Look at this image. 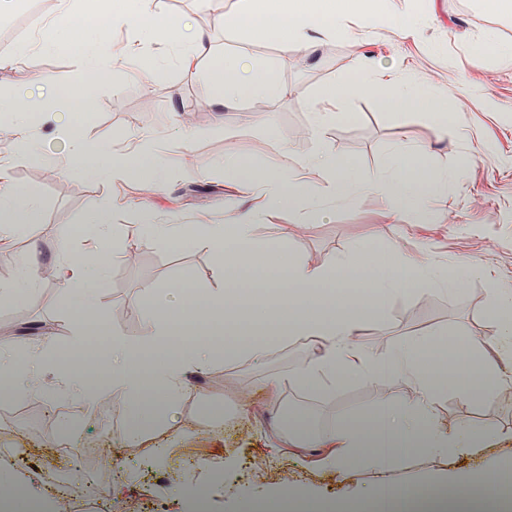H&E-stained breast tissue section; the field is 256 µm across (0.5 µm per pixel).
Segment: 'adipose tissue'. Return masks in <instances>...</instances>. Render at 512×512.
I'll use <instances>...</instances> for the list:
<instances>
[{"label":"adipose tissue","mask_w":512,"mask_h":512,"mask_svg":"<svg viewBox=\"0 0 512 512\" xmlns=\"http://www.w3.org/2000/svg\"><path fill=\"white\" fill-rule=\"evenodd\" d=\"M386 10L387 0H352L345 14L305 12L291 0H284L281 10L266 14L257 11L255 0H235L224 25L245 31L255 40L273 35L284 44L297 46L311 32L336 38L364 33ZM84 27L80 54L83 78L71 89L76 97L85 95L103 75L114 73L124 60L140 58L144 41L189 43V50L181 57L186 67L194 66L208 50L206 32L189 34L181 20L157 17L152 0H130L126 11L110 14L107 28L90 21ZM124 27L137 28L140 36L129 42L124 58L117 59L107 52L106 31ZM213 89L222 102L283 92L267 70L242 54L225 55L217 63ZM358 94L374 96L394 114H425L440 134L448 132V99L432 80L408 66L383 70L363 66L321 87L311 98V130L317 146L300 161L297 172H289L283 161L255 169L239 156H225L224 174L240 194L227 211L226 223L195 227L160 224L145 204L130 205L126 222L140 225L144 234L164 244H203L217 258L215 287L199 289L184 281L166 287L146 285L136 340L108 335L91 317L94 292L103 284L107 266L84 265L78 254L63 249L59 272L65 292L85 310L84 316L75 320L72 332L80 342L90 336H109L112 359L104 371L113 396L125 402L134 417L127 430L131 444L145 442L150 431L164 429L176 415L190 369H204L221 356L258 361L289 340L305 337L322 345L312 363L293 377L308 394L324 396L338 380L352 376L369 380L396 376L414 385L416 397L410 402L391 397L373 410L340 416L328 431H278L270 438V453L288 448L320 449L318 462L323 468L340 474L350 469H374L379 498L395 493L406 499L408 489L388 480L398 458L423 454L438 462L452 452L467 454L482 448L486 434L465 421L453 429H442L434 418V405L440 395L451 391L477 399L512 385V375L500 367L492 344L467 340L464 354L442 363L434 360L437 343L428 336L406 337L383 359L371 358L357 342L365 325H383L386 300L411 293L420 282L434 285L442 281L451 288H463L471 278L482 275L480 266H450L438 277L398 247L359 245L346 255L312 267L286 250L287 228L274 226L265 239L253 233L257 215L270 200L288 208L320 200L349 207L362 196L375 195L386 204L384 217L412 213L422 219L449 182L465 177L469 169L465 163L449 172H424L425 147L405 139L392 145L379 171L368 176L356 173L353 165L336 157L324 140L332 128L350 119L340 108L342 100ZM6 110L14 118L13 154L25 156L33 149L30 128L37 107L24 92L11 99ZM147 152L154 162L146 179L156 191L166 179L167 166L162 146L148 137L130 143L121 152L105 144L70 139L59 169L97 181L112 180L125 176ZM39 212L40 198L35 189L20 192L1 182L0 243L34 223ZM276 245L281 251L273 264L269 257ZM160 307L168 310V317L157 315ZM44 355L42 347L29 348L27 364L21 367L11 351L0 347V375L10 379L15 394L25 393L31 378L40 376Z\"/></svg>","instance_id":"obj_1"}]
</instances>
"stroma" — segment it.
I'll return each mask as SVG.
<instances>
[{
    "mask_svg": "<svg viewBox=\"0 0 512 512\" xmlns=\"http://www.w3.org/2000/svg\"><path fill=\"white\" fill-rule=\"evenodd\" d=\"M233 3L156 0L157 13L208 31L210 56L187 68L179 61L178 47L147 41L140 62L117 69L80 99L63 93L47 96L35 80L36 75L47 74L62 85L76 83L81 66L70 53L46 49L0 68L1 101L27 90L40 107L33 129L35 148L26 158L13 156L12 117L0 112V173L17 188H36L41 197L38 220L0 244V287L17 281L27 259L54 265L62 259L63 244L76 251L94 245V234L84 224L101 207L144 200L163 224L223 223L235 195L221 166L225 156L237 155L251 167H265L279 160V139L284 136L291 148L288 162L296 164L316 148L309 132L308 101L320 87L360 64L406 62L446 86L448 118L465 128L467 139L439 143L429 118L391 115L375 99L362 96L344 102L352 119L332 128L327 144L365 175L378 171L393 143L404 136L427 147L428 170L449 171L472 159L468 177L449 183L445 200L431 211L428 223L384 219L383 201L366 195L325 220L307 208L273 205L262 212L253 230L263 239L271 225H288L289 250L313 266L358 242L380 247L395 241L419 262L439 266L475 261L484 267V275L471 279L461 291L416 290L390 299L384 326L366 325L359 337L370 357L391 354L403 337L411 335L435 337L460 330L472 338H491L488 293L493 288L512 291V66L501 64L481 39L492 30L502 41L512 42V13H488L478 0H392L395 9L419 15L415 38L392 39L387 22L381 21L358 40L324 36L309 50L287 48L273 38L252 40L224 28L215 17L230 13ZM49 20L72 40L84 35L80 23L63 15L61 0H19L13 10L0 15V45L37 40ZM227 53L245 54L268 68L284 94L215 102L209 89L210 59ZM64 122L86 142L104 140L118 150L127 137L152 135L166 153L164 187L147 199L135 174L108 182L62 174L58 161L66 144L60 130ZM178 127L190 131L189 145L173 139ZM187 155L193 156V164L184 163ZM120 249L137 253L139 259L132 265L112 266L94 302L109 329L128 339H136L140 331L145 284L164 286L174 279L200 288L214 284L216 258L205 246L160 244L144 235L140 225L128 224ZM77 315L78 306L67 297L63 284L42 280L21 297L0 301V340L20 350L31 342L44 343L66 357L77 346L71 327ZM320 348V343L299 338L260 362L218 361L204 372L190 373L177 415L184 430L159 431L140 451L126 441L129 411L121 400H113L106 413H91L63 393L32 387L16 396L11 406H0V448L12 451L0 463V479L26 483L30 491L27 499L15 502L13 512H33L54 495L43 469L33 468L31 459L38 454L44 469L58 467L51 449L68 418L75 420L80 438L96 439L106 449L101 457L81 447L69 450V470L76 475L93 473L100 481L92 512H191L190 498L181 492L185 486L197 488L209 500L210 512H255L260 505L267 512H280V492L287 486L299 490L297 512H334L345 500L365 502L377 481L374 470H359L348 480L315 465V448L309 449L311 461L305 465L290 451L270 456L268 438L287 423L290 403H302V418L327 430L337 416L373 409L383 399L413 400L415 389L403 378H348L326 396L308 395L290 377ZM267 378L282 383L279 408H271L261 386ZM240 388L252 391L246 413L235 403ZM434 410L440 425L467 421L487 434L484 453L452 455L440 467L427 456L413 455L393 467L390 478L411 486L435 473L436 487H455L458 497L434 498L432 507L437 512H459V499L467 494L466 477L512 463V405H502L496 393L472 400L451 392L437 399Z\"/></svg>",
    "mask_w": 512,
    "mask_h": 512,
    "instance_id": "obj_1",
    "label": "stroma"
}]
</instances>
